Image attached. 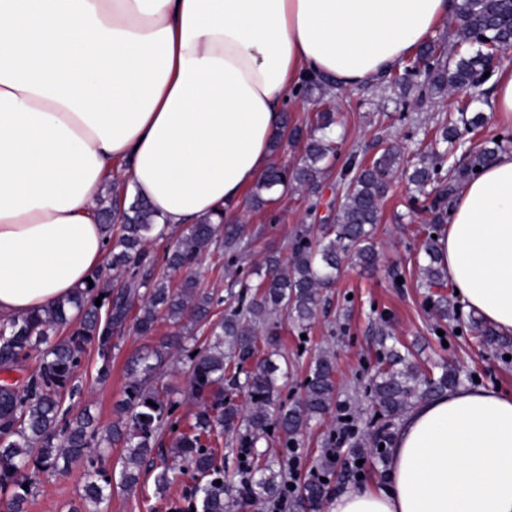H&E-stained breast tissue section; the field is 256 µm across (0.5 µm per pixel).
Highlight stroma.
<instances>
[{
    "label": "stroma",
    "mask_w": 512,
    "mask_h": 512,
    "mask_svg": "<svg viewBox=\"0 0 512 512\" xmlns=\"http://www.w3.org/2000/svg\"><path fill=\"white\" fill-rule=\"evenodd\" d=\"M453 96L421 97L410 94L399 103L398 94L385 82L366 84L339 91L330 102L336 114L335 133L341 151L321 179L319 193L287 190L261 208L252 207L249 196H242L239 225L250 247L240 260L237 275L224 271V257L217 250L204 253L194 272L202 287L215 296L227 297L239 291L240 280L262 265L268 253L284 250L296 231L305 225L328 223L336 213L340 199L333 193L339 174L349 155L372 158L382 148L393 145L402 156L412 155L423 132L443 116L454 112ZM430 202L413 192L402 173H394L382 202V217L375 234L378 258L363 267L345 261L335 284L325 291L316 318L308 329H300L286 318H279L278 348L288 359V380L281 400L294 404L300 400L311 361L321 352H329L336 363L334 374L338 401L355 406L358 432H374L376 421L369 405L371 377L384 350L378 340L389 335L406 346L423 370L451 364L459 368L466 385H479L512 395V359L496 346L482 342L467 328L472 314L460 306L459 321L440 319L433 296L420 285L421 247L428 235L437 230L432 222ZM172 322L159 320L153 335L139 336L125 329L107 377H99L94 350H87L74 375L80 393L73 400L75 409L90 408L100 424L115 420L114 407L124 399L127 376L125 363L137 349L152 346L174 334ZM337 409H330L313 421L301 436L296 453H289L277 431H269L259 450L279 460L296 485L317 477H326L329 494L348 486L371 487L380 482L385 470L378 455L368 453L362 465H355L350 447H342L340 470L321 474L316 460L326 441L336 438ZM155 469H148L136 489L113 485L108 512H172L181 504L190 478L177 475L165 495L155 493ZM41 489L30 500L28 512H76L85 480L82 465L63 475L42 473Z\"/></svg>",
    "instance_id": "obj_1"
}]
</instances>
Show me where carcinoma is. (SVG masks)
<instances>
[{"label":"carcinoma","instance_id":"obj_1","mask_svg":"<svg viewBox=\"0 0 512 512\" xmlns=\"http://www.w3.org/2000/svg\"><path fill=\"white\" fill-rule=\"evenodd\" d=\"M510 49L512 0H460L448 25V37L423 42L407 62L387 75L391 87L403 95L416 88L429 95L446 92L458 96V116L448 118L435 131L437 147L420 155L405 173L415 193L434 194L430 210L435 224L448 218V202L458 184L496 155L499 143H482L469 150L464 165H448L457 124L476 131L484 123L483 113L471 112L474 99L468 91L492 70L495 56ZM335 85L322 75L302 81L297 93L323 108L310 123L300 162L292 168L272 164L251 195L254 205H265L269 202L265 195L279 187L318 190L320 175L338 151L331 137L335 113L326 108L328 93ZM401 163V152L393 146L368 162L350 155L334 223L316 229L301 227L284 260L277 253L267 255L265 272L224 310V319L212 332V343L187 348L177 333L134 354L126 364L128 382L125 399L116 408L117 420L106 427L85 412L71 413V406L64 405V395L74 392V372L86 346L95 347L99 374L105 377L112 366V351L118 346L116 333L128 321H133L141 336L153 335L160 318L175 326L186 318L202 322L214 297L200 288L192 268L214 245L227 254L224 269L228 270L238 264L249 243L239 227L204 218L183 228L173 249L164 255V271L156 276V259L148 246L166 231V226L157 224V213L138 197L121 211L110 204L100 205V218L112 234L107 266L93 274V286L28 317L0 324L1 370L22 368L28 351L44 346L35 370L13 383L0 382V492L8 495L7 512H27L36 489V473L64 474L77 463L86 469L82 499L88 508L84 512H106L112 472L104 467V461L116 442L125 448L119 481L126 489L137 487L143 465L153 455L160 461L154 480L160 495L166 493L174 469L192 473V485L184 496L187 506H177L175 512H233L238 506L240 491L224 483V457L219 451L224 442L237 443L238 453L245 455L240 460L241 473L248 479L252 499L288 492L287 474L274 461L262 458L256 445L272 424L284 447H296L309 423L335 403V362L329 354L317 356L302 399L285 406L278 381L288 370L272 360L277 345L275 317L283 314L299 328H307L317 314L322 291L335 282L345 259L366 266L375 263L372 236L380 219V201L390 175ZM422 249L427 258L421 267L423 287H446L447 270L432 237L426 238ZM112 271L123 281L101 287ZM179 271L185 275L174 286L170 276ZM98 298L99 306L95 305ZM470 325L489 345L506 348L512 342L475 319ZM260 329L266 335H258ZM54 334L59 338L52 341ZM176 354L189 364L188 395L198 405L193 421L182 430L176 428L180 402L170 398L164 377L165 367ZM386 359L389 368L374 375L371 387L373 408L381 424L371 437L354 436L355 448L388 444L396 419L459 382L454 367L443 365L438 376L430 377L393 347L387 349ZM226 380L243 402L225 394ZM166 438L169 446L165 448ZM325 493V483L308 482L299 506L305 512H315Z\"/></svg>","mask_w":512,"mask_h":512}]
</instances>
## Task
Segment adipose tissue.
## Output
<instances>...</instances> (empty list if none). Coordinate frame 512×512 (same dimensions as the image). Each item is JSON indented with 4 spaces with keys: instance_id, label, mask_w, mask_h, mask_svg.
Segmentation results:
<instances>
[{
    "instance_id": "ef3b65f1",
    "label": "adipose tissue",
    "mask_w": 512,
    "mask_h": 512,
    "mask_svg": "<svg viewBox=\"0 0 512 512\" xmlns=\"http://www.w3.org/2000/svg\"><path fill=\"white\" fill-rule=\"evenodd\" d=\"M455 0H0V319L85 287L124 185L169 228L238 222L310 73L344 88L414 54ZM436 249L462 301L512 332V150L462 188ZM371 488L327 512H512V397L417 404Z\"/></svg>"
}]
</instances>
